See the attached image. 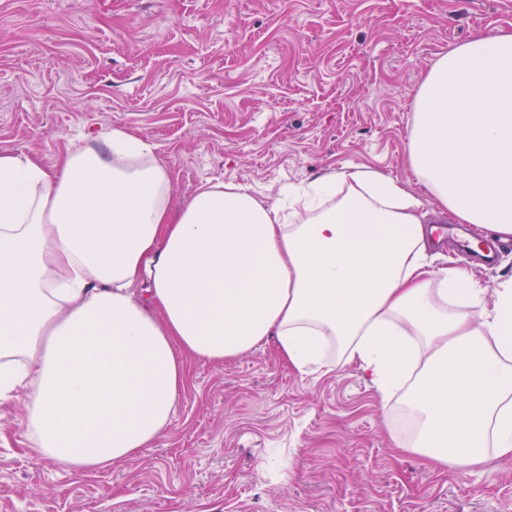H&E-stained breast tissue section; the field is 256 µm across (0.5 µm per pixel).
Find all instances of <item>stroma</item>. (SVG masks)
Masks as SVG:
<instances>
[{
  "label": "stroma",
  "mask_w": 512,
  "mask_h": 512,
  "mask_svg": "<svg viewBox=\"0 0 512 512\" xmlns=\"http://www.w3.org/2000/svg\"><path fill=\"white\" fill-rule=\"evenodd\" d=\"M512 29V0H0V152L53 169L121 128L172 172L173 208L204 184L282 189L366 166L424 196L406 164L413 96L441 55ZM439 266L493 290L512 249ZM167 431L134 459L76 475L32 449L0 405V512H512V460L440 472L402 450L404 395L357 365L305 374L266 344L188 359Z\"/></svg>",
  "instance_id": "1"
}]
</instances>
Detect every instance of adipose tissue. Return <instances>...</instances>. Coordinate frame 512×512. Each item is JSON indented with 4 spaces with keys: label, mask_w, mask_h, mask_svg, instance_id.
<instances>
[{
    "label": "adipose tissue",
    "mask_w": 512,
    "mask_h": 512,
    "mask_svg": "<svg viewBox=\"0 0 512 512\" xmlns=\"http://www.w3.org/2000/svg\"><path fill=\"white\" fill-rule=\"evenodd\" d=\"M407 162L440 214L512 237V31L426 71ZM153 147L120 128L44 169L0 153V402L73 473L137 456L168 428L185 359L266 342L301 371L355 363L405 390V447L468 473L512 460V279L493 302L427 252L426 212L365 167L309 183L299 211L206 185L180 209ZM338 345L339 356L325 350Z\"/></svg>",
    "instance_id": "ef3b65f1"
}]
</instances>
